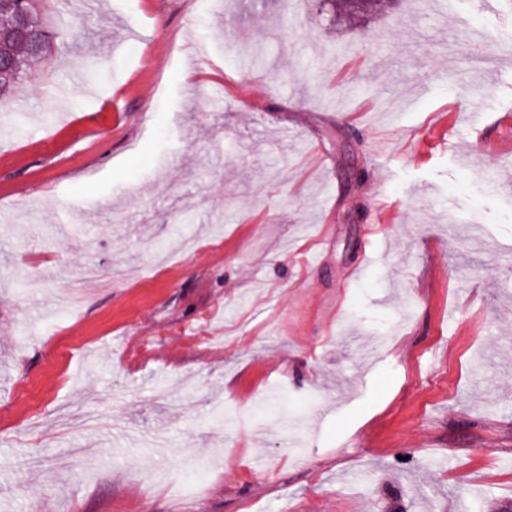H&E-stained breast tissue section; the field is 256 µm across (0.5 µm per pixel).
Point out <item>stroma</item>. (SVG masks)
Here are the masks:
<instances>
[{"instance_id":"stroma-1","label":"stroma","mask_w":512,"mask_h":512,"mask_svg":"<svg viewBox=\"0 0 512 512\" xmlns=\"http://www.w3.org/2000/svg\"><path fill=\"white\" fill-rule=\"evenodd\" d=\"M40 7L0 512H512V0Z\"/></svg>"}]
</instances>
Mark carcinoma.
I'll return each mask as SVG.
<instances>
[{
  "mask_svg": "<svg viewBox=\"0 0 512 512\" xmlns=\"http://www.w3.org/2000/svg\"><path fill=\"white\" fill-rule=\"evenodd\" d=\"M39 0H0V56L10 59L12 65L5 71L0 70V98L10 94L14 84L21 79L29 63L36 56L47 51L48 45L42 44L40 50H33L24 36L13 33L15 17L20 11H27L35 24L42 30L44 19L38 9ZM338 7L349 15L377 12L385 7L384 0H371L363 7L355 0H339Z\"/></svg>",
  "mask_w": 512,
  "mask_h": 512,
  "instance_id": "obj_1",
  "label": "carcinoma"
}]
</instances>
